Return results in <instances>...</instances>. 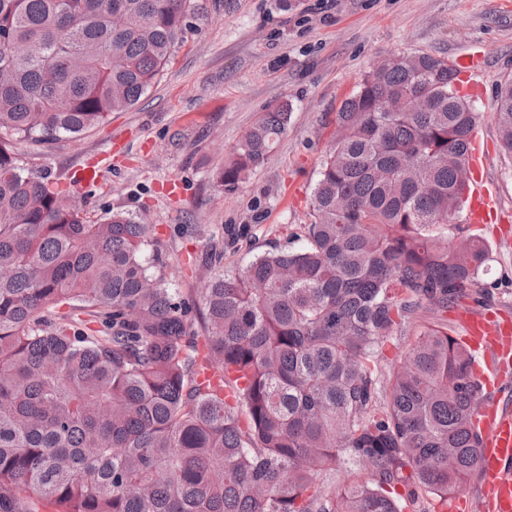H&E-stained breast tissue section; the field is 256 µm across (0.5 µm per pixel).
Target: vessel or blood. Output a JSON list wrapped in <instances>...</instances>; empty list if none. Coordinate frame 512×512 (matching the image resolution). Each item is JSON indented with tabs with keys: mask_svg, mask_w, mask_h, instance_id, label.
<instances>
[{
	"mask_svg": "<svg viewBox=\"0 0 512 512\" xmlns=\"http://www.w3.org/2000/svg\"><path fill=\"white\" fill-rule=\"evenodd\" d=\"M485 62L482 50L473 48L453 65L460 85L480 95L478 80ZM469 161L476 171L466 219L472 224H497L503 215L496 193L483 176L484 159L478 142H471ZM455 319L463 340L476 358L479 376L488 392L482 396L476 422L482 434L480 464L476 472L479 512H512V406L501 403L495 392L512 368V312L501 309H459Z\"/></svg>",
	"mask_w": 512,
	"mask_h": 512,
	"instance_id": "b4317fda",
	"label": "vessel or blood"
}]
</instances>
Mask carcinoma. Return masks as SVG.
Instances as JSON below:
<instances>
[{
    "label": "carcinoma",
    "instance_id": "carcinoma-1",
    "mask_svg": "<svg viewBox=\"0 0 512 512\" xmlns=\"http://www.w3.org/2000/svg\"><path fill=\"white\" fill-rule=\"evenodd\" d=\"M193 11L0 0V512H33V499L60 512L446 505L479 460L472 353L445 320L389 371L379 355L422 312L488 296L489 244L456 224L477 113L448 59L380 60L336 112L305 245L209 278L197 304L149 272L151 224L90 220L19 164L11 140L76 138L133 107ZM496 121L512 154V78ZM287 123L285 106L259 113L215 173L224 190ZM340 459L369 480L336 488Z\"/></svg>",
    "mask_w": 512,
    "mask_h": 512
}]
</instances>
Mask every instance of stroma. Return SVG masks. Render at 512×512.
Here are the masks:
<instances>
[{"label": "stroma", "instance_id": "stroma-1", "mask_svg": "<svg viewBox=\"0 0 512 512\" xmlns=\"http://www.w3.org/2000/svg\"><path fill=\"white\" fill-rule=\"evenodd\" d=\"M199 9L160 79L131 109L74 139L17 140L13 149L50 187L68 190L87 215L148 216L146 255L184 297L205 280L268 252L304 245L311 195L336 126V111L380 58L429 53L448 60L486 49L483 93L473 101L485 173L509 220L464 225L491 245L484 276L496 306L512 311V155L494 119L501 82L512 78V0H196ZM287 106L288 126L268 160L235 191L214 172L259 113ZM100 181L78 170L104 152ZM178 183L179 196L166 192Z\"/></svg>", "mask_w": 512, "mask_h": 512}]
</instances>
